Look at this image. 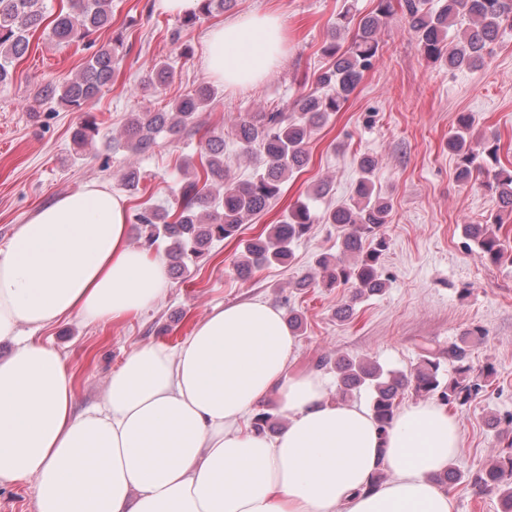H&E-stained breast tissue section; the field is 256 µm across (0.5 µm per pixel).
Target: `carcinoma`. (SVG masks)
<instances>
[{"label":"carcinoma","instance_id":"carcinoma-1","mask_svg":"<svg viewBox=\"0 0 512 512\" xmlns=\"http://www.w3.org/2000/svg\"><path fill=\"white\" fill-rule=\"evenodd\" d=\"M233 0H203L201 11L185 16L182 26L193 27L203 17L222 13L232 7ZM426 0H378L374 13L356 18L350 11L341 12L331 32V41L322 53L329 59L328 67L317 77L332 93L300 96L292 112H257L242 120L235 137L241 150L258 152L264 157L262 168L245 182H232L224 168V134L208 131L199 141L198 165L192 175L184 178L176 194L175 208L142 204L135 214L136 230L150 250L166 239L165 256L169 269L179 272L186 261L204 254L214 240L235 237L241 224L254 215L264 213L282 191L288 176L301 172L310 161L307 144L313 128L325 123L338 112L357 87L364 72L372 65L379 51L375 38L379 25L396 10L405 16L408 31L416 38L424 54L434 62L452 69H472L484 65L490 45L502 26H512V0H445L438 10L425 7ZM112 25V0H67L57 11H49L43 0H0V83L11 77L16 63L24 59L33 37L41 33L58 45L80 43L91 50L85 67L72 77L51 79L42 83L35 95L38 102L56 101L73 112L82 113L74 128V144L82 149L98 134L96 117L90 108L103 89L119 73V62L112 45L96 46L93 35ZM355 26L348 46L340 43L341 33ZM456 34L449 35L450 31ZM168 63L154 64L144 88L161 94L171 79ZM216 89L200 86L193 94L175 101L166 111L143 110L130 115L123 130L124 148L133 154L148 151L162 132L171 135L192 133L198 115L212 104ZM458 128L448 137V151L457 160L456 174L461 182H469L474 174L492 175L502 213L512 214V169L501 165L500 140L491 135L473 147L467 135L471 120L466 114L458 117ZM375 160L363 157L358 162L359 177L349 201L328 209L321 216L312 213L308 204L296 203L284 220L272 224L244 248L236 264L240 277H253L264 265L284 263L290 259L291 245L305 237L311 225L334 224L341 232L339 257L321 255L316 260L317 272L295 283L298 288L340 285L353 289L349 303L337 311L348 319L354 304L366 295L382 291L380 259L386 250L381 228L389 223L390 200L375 192L371 173ZM466 234L479 247L483 257L497 264L507 254L505 244L491 225L469 224ZM479 327L466 330L460 341L448 346V362L454 376L443 382L440 363L430 355L422 356L415 372L406 375L384 370L368 359L349 356L336 358L334 368L343 398L362 388L372 393L371 412L383 434L391 428L397 411V398L408 387L423 396H436L444 405L463 409L486 387L494 374L488 365L475 372L469 363V344L483 339ZM280 425L276 415L261 410L252 418L253 430L266 433ZM511 451L488 466L467 475L454 465L436 477V482L452 488L462 479L482 492L498 494L502 512H512V442Z\"/></svg>","mask_w":512,"mask_h":512}]
</instances>
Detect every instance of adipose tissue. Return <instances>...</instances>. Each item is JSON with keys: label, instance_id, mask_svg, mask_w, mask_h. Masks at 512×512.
<instances>
[{"label": "adipose tissue", "instance_id": "1", "mask_svg": "<svg viewBox=\"0 0 512 512\" xmlns=\"http://www.w3.org/2000/svg\"><path fill=\"white\" fill-rule=\"evenodd\" d=\"M287 43L277 13L231 19L208 32L205 67L253 85ZM167 287L164 259L130 246L127 204L105 184L18 225L0 247V342L16 345L0 360V487L33 481L37 512H453L434 477L459 452L456 417L418 403L380 434L318 375L289 372L295 339L263 302L214 308L177 348L139 346L104 400L76 409L73 378L40 332L139 313ZM271 396L285 429L243 427Z\"/></svg>", "mask_w": 512, "mask_h": 512}]
</instances>
